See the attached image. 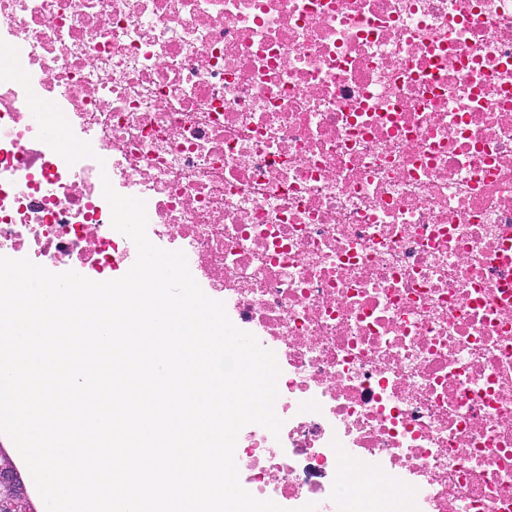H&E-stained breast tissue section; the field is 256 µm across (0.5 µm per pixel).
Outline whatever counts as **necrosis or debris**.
Wrapping results in <instances>:
<instances>
[{"label":"necrosis or debris","instance_id":"obj_1","mask_svg":"<svg viewBox=\"0 0 512 512\" xmlns=\"http://www.w3.org/2000/svg\"><path fill=\"white\" fill-rule=\"evenodd\" d=\"M0 256L136 260L109 177L271 350L251 491L512 512V0H0ZM93 157L38 140L27 92Z\"/></svg>","mask_w":512,"mask_h":512}]
</instances>
